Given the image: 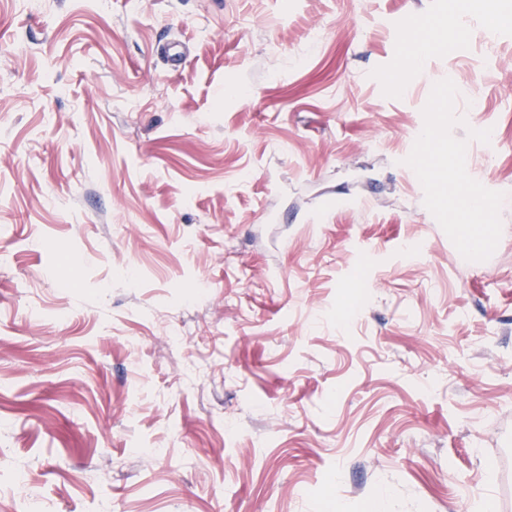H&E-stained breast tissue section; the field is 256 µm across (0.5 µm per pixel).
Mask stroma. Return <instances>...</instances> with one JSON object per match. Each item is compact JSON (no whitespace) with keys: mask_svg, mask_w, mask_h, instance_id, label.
<instances>
[{"mask_svg":"<svg viewBox=\"0 0 512 512\" xmlns=\"http://www.w3.org/2000/svg\"><path fill=\"white\" fill-rule=\"evenodd\" d=\"M509 11L0 0V512H512Z\"/></svg>","mask_w":512,"mask_h":512,"instance_id":"35a3bbf8","label":"stroma"}]
</instances>
